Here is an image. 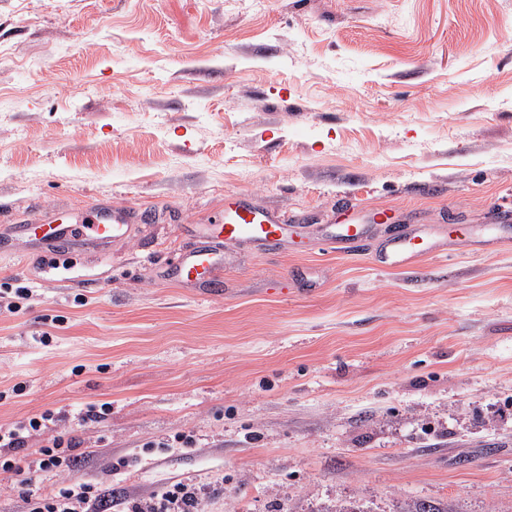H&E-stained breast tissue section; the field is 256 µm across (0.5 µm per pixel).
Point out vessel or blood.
I'll return each mask as SVG.
<instances>
[{
    "mask_svg": "<svg viewBox=\"0 0 512 512\" xmlns=\"http://www.w3.org/2000/svg\"><path fill=\"white\" fill-rule=\"evenodd\" d=\"M145 209L132 207L98 208L86 214L81 223L95 242L106 243L124 237L131 225L146 221ZM29 232L49 248L64 246L72 231L66 224H32ZM285 214L258 206L249 197L228 195L224 198V215L218 233H198L195 246L176 255L167 265V277L190 284L210 283L215 273L224 266V244L228 241L253 240L266 248L278 246L289 232ZM363 234L360 225L337 224L328 232L330 244L348 245ZM419 228L399 229L383 251L380 261L389 268L398 269L415 262L423 253Z\"/></svg>",
    "mask_w": 512,
    "mask_h": 512,
    "instance_id": "1",
    "label": "vessel or blood"
}]
</instances>
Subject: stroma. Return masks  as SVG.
<instances>
[{"instance_id":"35a3bbf8","label":"stroma","mask_w":512,"mask_h":512,"mask_svg":"<svg viewBox=\"0 0 512 512\" xmlns=\"http://www.w3.org/2000/svg\"><path fill=\"white\" fill-rule=\"evenodd\" d=\"M228 193L298 236L225 245L210 293L166 280ZM101 202L152 219L61 255L17 232ZM343 208L393 219L347 254L325 238ZM493 217L512 225V0H0V283L32 290L0 316V426L60 417L19 467L61 435L73 482L190 483L203 512H512ZM409 224L432 253L378 267Z\"/></svg>"}]
</instances>
